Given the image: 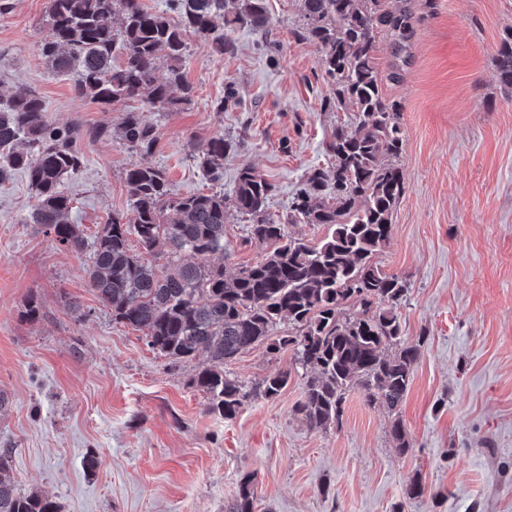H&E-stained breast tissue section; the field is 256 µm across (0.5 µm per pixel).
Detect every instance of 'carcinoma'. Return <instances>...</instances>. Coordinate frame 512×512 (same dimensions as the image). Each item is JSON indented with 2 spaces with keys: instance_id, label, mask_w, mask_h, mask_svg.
I'll list each match as a JSON object with an SVG mask.
<instances>
[{
  "instance_id": "cac0c4a2",
  "label": "carcinoma",
  "mask_w": 512,
  "mask_h": 512,
  "mask_svg": "<svg viewBox=\"0 0 512 512\" xmlns=\"http://www.w3.org/2000/svg\"><path fill=\"white\" fill-rule=\"evenodd\" d=\"M169 2L180 21L145 10L140 0H47L43 54L55 72L74 78L82 95L104 104L144 95L152 111L165 112L191 102L182 73L186 33L209 38L213 51L224 54L235 51V30L263 34L270 25L267 0ZM301 4L305 21L295 36L317 44L322 77L333 87L334 97L322 107L354 113V123L336 127L328 142L331 166L308 175L288 215V224L328 227L325 239L310 245L291 237L287 224L269 218L274 186L246 167L231 202L252 218L251 238L272 250L228 278L224 266L211 263L212 256L224 253V194L177 196L164 171L133 164L125 173L133 219L114 216L104 225L91 243L87 275L112 319L146 329L150 347L174 362L205 357L207 364L192 383L204 395L207 412L224 419L234 418L252 398H275L289 378L281 372L248 390L224 365L257 346L273 353L293 348L295 367L313 369L295 412L307 427L323 432L341 421L346 394L355 389L366 403L396 411L419 358L418 349L401 336L396 313L405 282L374 262L391 238L404 192L402 170L391 163L403 139L396 104L382 92L377 38L385 30L405 38L408 22L391 9L390 0ZM161 57L170 62L164 81L156 75ZM496 66L500 82L512 88V32L502 39ZM84 135L109 138L112 126L85 131L77 123L53 124L42 99L32 93L0 101V181L23 171L37 194L26 223L74 250L84 248L85 236L80 225L68 221L72 201L63 185L83 163L78 142ZM120 135L136 152L148 153L157 143L145 112L125 113ZM237 145L217 135L202 147L201 166L212 180L224 176V158ZM132 234L144 253L130 251ZM146 253L152 261L145 260ZM284 317L288 334L279 331ZM391 437L400 452L410 448L398 419ZM10 459V449H0V512H57L54 501L18 490L9 475ZM253 484V475L243 477L226 512H255Z\"/></svg>"
}]
</instances>
